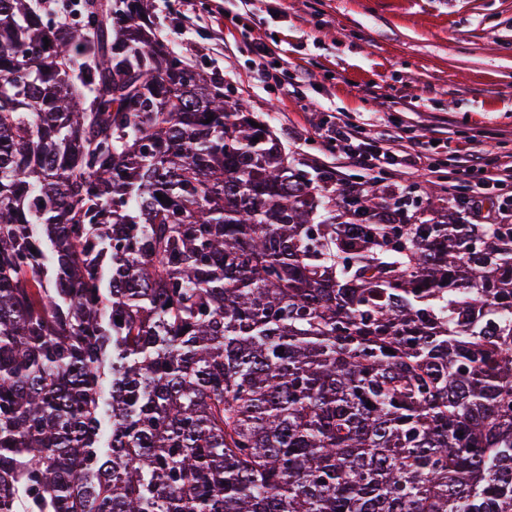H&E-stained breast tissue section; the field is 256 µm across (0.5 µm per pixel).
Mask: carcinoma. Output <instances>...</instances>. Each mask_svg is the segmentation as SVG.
<instances>
[{
    "label": "carcinoma",
    "mask_w": 512,
    "mask_h": 512,
    "mask_svg": "<svg viewBox=\"0 0 512 512\" xmlns=\"http://www.w3.org/2000/svg\"><path fill=\"white\" fill-rule=\"evenodd\" d=\"M61 9L0 0V512H512V224L385 221L151 0Z\"/></svg>",
    "instance_id": "obj_1"
}]
</instances>
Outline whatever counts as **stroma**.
Wrapping results in <instances>:
<instances>
[{"label": "stroma", "mask_w": 512, "mask_h": 512, "mask_svg": "<svg viewBox=\"0 0 512 512\" xmlns=\"http://www.w3.org/2000/svg\"><path fill=\"white\" fill-rule=\"evenodd\" d=\"M169 47L219 73L231 100L271 115L296 161L337 183L363 177L319 138L345 114L369 136L428 143L438 171L403 175L409 213L459 222L446 187L472 192L464 162L482 144L512 160V0H154ZM272 50L253 54L255 42ZM268 78H261L260 70Z\"/></svg>", "instance_id": "stroma-1"}]
</instances>
